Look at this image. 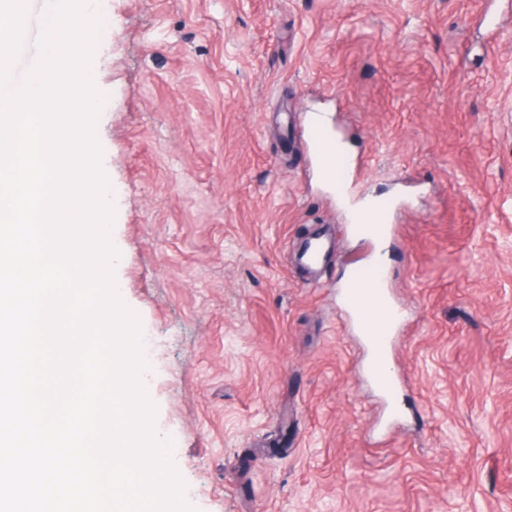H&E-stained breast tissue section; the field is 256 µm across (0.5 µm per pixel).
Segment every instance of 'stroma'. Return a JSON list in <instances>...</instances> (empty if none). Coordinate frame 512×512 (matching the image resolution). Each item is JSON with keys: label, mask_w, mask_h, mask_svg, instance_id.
Masks as SVG:
<instances>
[{"label": "stroma", "mask_w": 512, "mask_h": 512, "mask_svg": "<svg viewBox=\"0 0 512 512\" xmlns=\"http://www.w3.org/2000/svg\"><path fill=\"white\" fill-rule=\"evenodd\" d=\"M96 9L113 274L196 512H512V0ZM315 113L347 149L331 182ZM368 198L406 323L391 407L342 294ZM328 245L320 239H311L298 251L299 262L308 270L316 271L322 265Z\"/></svg>", "instance_id": "35a3bbf8"}]
</instances>
